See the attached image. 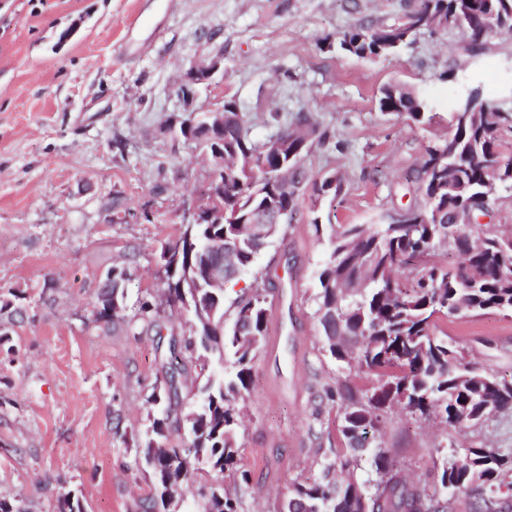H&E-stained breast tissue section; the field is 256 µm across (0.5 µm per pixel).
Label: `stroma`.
Instances as JSON below:
<instances>
[{"instance_id": "35a3bbf8", "label": "stroma", "mask_w": 512, "mask_h": 512, "mask_svg": "<svg viewBox=\"0 0 512 512\" xmlns=\"http://www.w3.org/2000/svg\"><path fill=\"white\" fill-rule=\"evenodd\" d=\"M416 0H0V499L58 512H141L150 483L135 466L146 400L168 352L145 330L142 302L160 300L162 245L202 196L209 168L195 143L166 129L186 106L237 104L263 143L298 115L329 139L305 158L343 189L305 188L287 223L225 293L266 290V336L248 391L237 469L224 486L242 512H282L294 484L344 453L339 399L358 367L323 350L319 275L332 226L379 223L411 203L406 177L449 133L462 81L512 107V35L468 55L454 28L417 34L397 55L365 60L334 43L359 22L389 24ZM223 56L184 103L194 62ZM422 93L433 119L379 110L381 87ZM133 256L123 323L93 302L116 260ZM482 371L512 380V313L486 310L438 324ZM404 479L432 482L457 446L512 455V413L475 427L388 412L375 434Z\"/></svg>"}]
</instances>
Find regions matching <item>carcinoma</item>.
<instances>
[{"label":"carcinoma","instance_id":"obj_1","mask_svg":"<svg viewBox=\"0 0 512 512\" xmlns=\"http://www.w3.org/2000/svg\"><path fill=\"white\" fill-rule=\"evenodd\" d=\"M452 25L477 33L485 27L512 33V0H424L388 25L361 22L338 41V48L357 57L389 56L422 30L431 34ZM224 129L205 131L203 122H177L181 137L196 139L202 149L224 151L222 224H183L179 235L165 243L160 258L161 283L169 307L185 316L187 334L169 339V358L162 365L149 404L156 411L151 433L141 445V464L150 475L153 496L146 512L160 504L167 509L182 489L190 460H201L211 470L249 481L235 470L238 450L237 402L248 390L252 369L267 328L266 296L257 290L237 298L231 322H226L224 294L212 302L213 315L198 314L189 284H181L190 268L204 261L206 247L231 244L242 269L251 267L268 237H257L244 220L262 212L265 223L279 226L296 205L311 175L303 158L324 134L305 115L294 127L278 132L272 149L249 137L246 121L235 102L224 101ZM488 112H470L458 104L451 113V133L425 149L418 175L419 198L406 207L410 224L389 223L390 213L374 225L346 224L330 238V255L319 276L320 325L324 347L339 361L359 357V366L376 374L377 383L358 392H340L342 433L352 455L326 465L344 479L294 485L291 500L304 503V512H447L437 487L475 493L485 512H502L508 502L499 498L512 472V456L497 448L467 447L446 461L434 486L403 482L394 457L386 448L373 450L378 476L369 491L353 479L356 452L369 447L368 435L383 414L398 406L413 419L439 418L452 427L476 426L487 418L512 411V384H501L479 371L468 352L448 335L435 334L441 318L476 315L487 309L512 312V270L501 271V261L512 260V227L485 235L480 225L453 224L458 212L472 219L489 215L496 193L512 192V158L501 157L504 137L512 135V109L485 103ZM379 108L405 113L419 121L429 111L421 94L398 84L382 88ZM114 288L98 297V318L115 321ZM139 316L161 334L153 305L145 301ZM232 358L233 371L207 379L202 403L187 413L179 409L183 382L191 364L215 357ZM187 429L184 448L167 446L171 423ZM198 495L204 512H239L240 502L225 490L204 485Z\"/></svg>","mask_w":512,"mask_h":512}]
</instances>
